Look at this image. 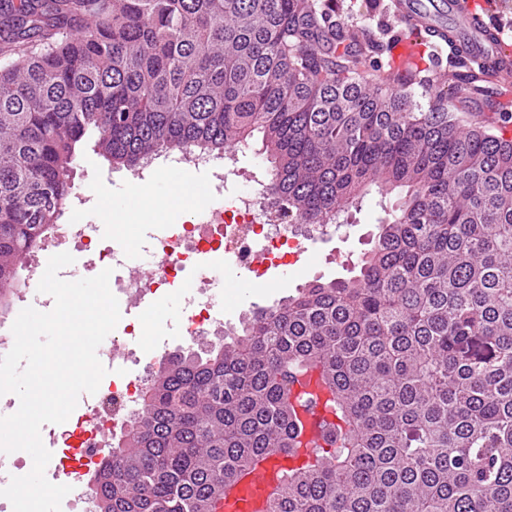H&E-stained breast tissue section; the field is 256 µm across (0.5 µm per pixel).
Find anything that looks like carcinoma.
Listing matches in <instances>:
<instances>
[{
	"instance_id": "cac0c4a2",
	"label": "carcinoma",
	"mask_w": 512,
	"mask_h": 512,
	"mask_svg": "<svg viewBox=\"0 0 512 512\" xmlns=\"http://www.w3.org/2000/svg\"><path fill=\"white\" fill-rule=\"evenodd\" d=\"M335 33L316 0H0L4 49L39 47L0 69L4 315L86 139L135 168L258 134L299 224L401 194L359 275L164 360L94 512H214L260 460L298 455L313 372L335 421L268 512H512V139L460 125L418 70L362 76Z\"/></svg>"
}]
</instances>
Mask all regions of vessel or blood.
Here are the masks:
<instances>
[{"label": "vessel or blood", "mask_w": 512, "mask_h": 512, "mask_svg": "<svg viewBox=\"0 0 512 512\" xmlns=\"http://www.w3.org/2000/svg\"><path fill=\"white\" fill-rule=\"evenodd\" d=\"M390 8L405 26L390 52L395 63L408 64L418 43H445L476 77L496 87L512 86V46L504 40L506 26L493 24L499 0H391ZM289 460L271 456L240 479L215 507L216 512H266L277 477Z\"/></svg>", "instance_id": "1"}]
</instances>
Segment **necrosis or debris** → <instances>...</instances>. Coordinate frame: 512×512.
I'll use <instances>...</instances> for the list:
<instances>
[{"instance_id":"necrosis-or-debris-1","label":"necrosis or debris","mask_w":512,"mask_h":512,"mask_svg":"<svg viewBox=\"0 0 512 512\" xmlns=\"http://www.w3.org/2000/svg\"><path fill=\"white\" fill-rule=\"evenodd\" d=\"M147 171L161 170L197 173L209 172L205 202L192 210L188 219L154 236L152 250L155 268L147 276L120 274L127 244L123 235L104 244L100 227L75 220L55 227L45 239L31 263L33 272H41L49 258L62 252L81 256L87 271L100 273L114 270L112 292L119 301L122 315H130L133 307L144 300L160 298L171 290L180 291L183 308L176 319L180 339L194 344L224 332V324L215 316V296L209 277L211 267L224 269L225 281H233L248 273L261 278L270 269L288 265L303 249L305 241L326 235L321 225L297 223L293 214L279 199L255 187L239 188L240 177L236 154L213 157L187 153L175 158L164 156L151 160ZM198 270L192 287H184L187 268ZM138 332L134 324H125L116 334L115 345L99 349V360L136 365V372L112 369V377L90 395L82 408L72 412L60 428H42L46 447L59 451V469L71 492V512H92L89 491L74 473L76 462L104 458L112 441L124 436L132 411L141 402L152 371L153 362L142 361L131 347Z\"/></svg>"}]
</instances>
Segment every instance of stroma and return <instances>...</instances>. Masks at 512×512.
Returning <instances> with one entry per match:
<instances>
[{
    "instance_id": "35a3bbf8",
    "label": "stroma",
    "mask_w": 512,
    "mask_h": 512,
    "mask_svg": "<svg viewBox=\"0 0 512 512\" xmlns=\"http://www.w3.org/2000/svg\"><path fill=\"white\" fill-rule=\"evenodd\" d=\"M382 3L383 0H319L321 8L335 9L336 19L341 23L334 43L336 51L341 53L346 48L356 47L359 68L366 76L387 70L389 33L401 27L397 17L384 13ZM136 182L133 170L112 168L92 149H85L71 175L74 192L91 198L89 209L81 214L82 221L104 225L111 214L124 212L128 207L130 190ZM186 202V207H168L161 214L143 216L137 224L129 227V266L143 272L150 270L153 262L151 235L158 227L187 218L188 207L195 205L197 199L190 195ZM382 206L383 201L377 191H370L360 211L352 213L348 224L327 236L307 242L299 261L288 272L270 270L260 283L243 276L237 286L225 287L219 300L225 324H238L244 313L275 305L309 280L348 276L383 215ZM180 312L181 296L176 292L136 309V318L147 326L145 334L137 337L136 348L141 351L152 349L157 337L162 335L168 336L170 350L182 347V340L169 336L166 326L167 320L176 318Z\"/></svg>"
}]
</instances>
